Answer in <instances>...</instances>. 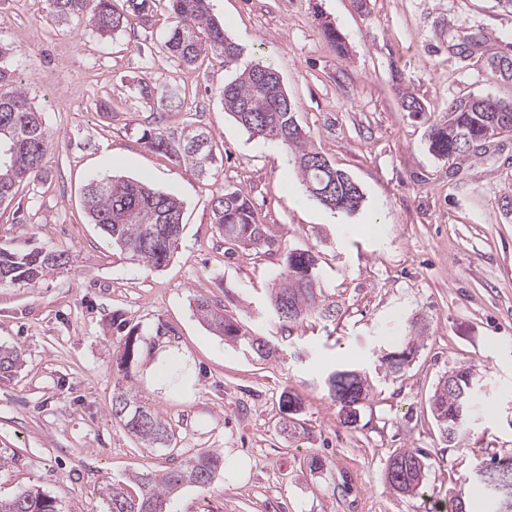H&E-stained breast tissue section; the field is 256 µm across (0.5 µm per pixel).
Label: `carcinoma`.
Instances as JSON below:
<instances>
[{"label": "carcinoma", "mask_w": 512, "mask_h": 512, "mask_svg": "<svg viewBox=\"0 0 512 512\" xmlns=\"http://www.w3.org/2000/svg\"><path fill=\"white\" fill-rule=\"evenodd\" d=\"M175 25L165 48L186 66H192L208 56L224 59V65L235 62L238 46L224 33L211 14L209 0H166ZM153 0H49L52 19L67 23L74 16L88 18L93 29L107 36L128 24L129 18H147ZM139 94L164 114L181 108L186 99L185 89L177 85H142ZM224 111L250 135L274 139L294 155L302 176L304 191L319 199L315 189L325 173L311 162L322 155L313 136L298 121L288 95L280 86L276 71L257 63L245 69L236 79L224 85L220 92ZM512 116V105L493 99L468 98L448 106V119L433 123L429 133V149L441 159L459 157L467 144L474 147L491 143L489 130L499 121L500 114ZM142 143L208 180L216 175L218 145L212 134L200 127L185 125L172 128L154 121V127L143 130ZM15 145L8 162H0V208L9 207L22 184L41 175L44 159L52 139L24 87L10 69L0 65V147ZM83 204L90 218L112 246L132 260L161 269L171 260L177 248L182 228L183 206L176 197L156 190L143 181L114 176L94 179L86 185ZM212 221L217 224L224 240L248 249L276 247L267 225L260 223L250 199L239 189L224 187L210 200ZM68 254L47 249L19 253L0 247V284H34L49 272L65 267ZM271 305L278 320L298 324L312 316L336 318V301L329 299L322 286L318 258L309 249L286 252L285 272L281 282L271 290ZM196 314L217 336L231 343L247 341L262 360L277 357L278 345L261 337L249 336L241 325L226 316L224 308L205 296L194 299ZM137 350V333H127L118 371L128 376ZM21 353L15 349H0V373L17 367ZM351 369L335 370L326 380L327 391L339 410L340 422L350 426L356 422L357 411L365 403L360 398L362 387L348 376ZM478 378L470 369L460 368L453 385L438 382L430 398V409L444 442L455 445L467 433L476 403ZM112 418L119 421L146 448L167 447L171 429L150 404L132 390L119 387L112 396ZM425 456L417 449L406 448L392 453L386 463L385 475L393 467L409 472ZM223 459L211 452H202L182 460L160 474L142 473L134 476L136 494L114 484L104 492L106 512H162L167 494L185 486L204 487L221 468ZM0 512H58L55 500L38 489H24L9 499L0 498ZM438 512H479L473 503L460 496H450Z\"/></svg>", "instance_id": "cac0c4a2"}]
</instances>
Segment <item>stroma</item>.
<instances>
[{"label": "stroma", "instance_id": "obj_1", "mask_svg": "<svg viewBox=\"0 0 512 512\" xmlns=\"http://www.w3.org/2000/svg\"><path fill=\"white\" fill-rule=\"evenodd\" d=\"M241 49L232 65L188 67L165 42L172 19L158 5L148 21L99 36L84 19L59 25L47 0H0V41L53 137L44 176L21 186L0 214V246L65 250L69 266L32 285L0 286V347L21 366L0 376V497L37 488L60 512H104L102 491L214 452L221 469L203 488L168 495L166 512H435L450 491L471 499L474 472L512 457V136L453 161L428 148L430 125L469 96L512 102V11L497 0H210ZM331 22L337 52L324 35ZM280 75L316 147L365 194L348 215L309 197L293 157L251 136L225 114L219 92L255 63ZM176 83L186 100L171 126L210 131L223 156L203 181L139 137L150 120L138 88ZM422 103L419 112L403 98ZM144 180L178 197L183 230L169 265L149 269L113 250L83 207L103 174ZM242 190L277 247L255 252L224 241L211 220L220 187ZM309 249L340 305L333 321L285 328L268 308L288 250ZM204 295L248 334L275 340L276 359L227 345L197 318ZM426 326L412 362L387 372L411 320ZM138 353L129 375L116 361L129 329ZM162 361L174 382L151 378ZM480 373L483 402L460 444L443 442L428 399L449 369ZM351 368L369 396L345 426L325 379ZM131 388L174 437L144 448L113 420L112 395ZM302 402L282 425L283 393ZM402 448L427 454L414 495L384 479ZM321 458L322 469L310 465ZM249 461L231 478L233 459Z\"/></svg>", "mask_w": 512, "mask_h": 512}]
</instances>
